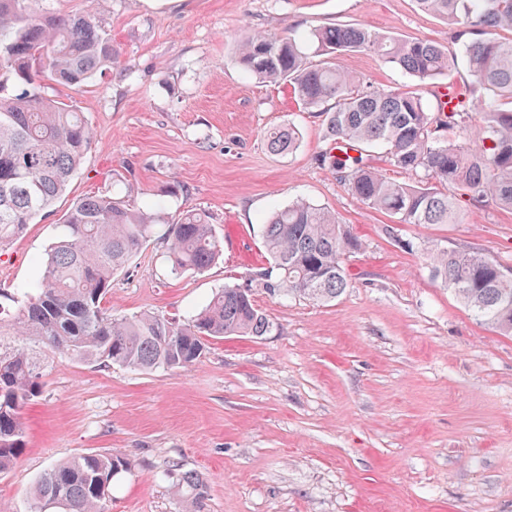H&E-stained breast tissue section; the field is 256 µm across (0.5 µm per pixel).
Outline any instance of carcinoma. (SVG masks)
<instances>
[{"instance_id": "obj_1", "label": "carcinoma", "mask_w": 512, "mask_h": 512, "mask_svg": "<svg viewBox=\"0 0 512 512\" xmlns=\"http://www.w3.org/2000/svg\"><path fill=\"white\" fill-rule=\"evenodd\" d=\"M418 7L448 21L467 36L462 54L477 87L512 101V0H415ZM92 0L78 14H56L38 0H0V92L10 81L24 85L0 96V245L19 237L37 214L62 195L90 149L93 132L83 113L47 98L35 78L81 88L116 63L112 35ZM324 60L312 62L306 49ZM354 52L377 55L418 84L448 74V50L437 42L399 38L361 24L313 29L307 38L287 28L255 33L240 46L234 64L260 82L291 86L305 109L325 116L330 145L318 164L336 174L367 208L399 224H457L456 198L492 200L512 210V108L495 104L482 113L473 143L442 133L465 123L464 102L429 107L418 88L374 90L336 60ZM278 153L296 149L293 125L266 134ZM383 150L390 166L414 177L398 181L375 169L371 152ZM166 203L130 208L107 194L86 195L63 215L59 233L36 260L34 292L14 320L15 336H32L44 348L97 366L141 372L185 368L205 351L206 342L225 336L261 338L274 322L255 304L302 297L335 300L349 286L346 261L361 244L330 211L303 198L262 218L268 266L253 272L248 288L226 285L190 320L150 314L116 318L104 307L113 276L150 238L166 242L169 274L201 273L223 255L208 216L182 211L167 224ZM433 276L446 285L481 322L512 334V272L478 253L449 249L427 252ZM39 365L21 345L0 354V473L23 448L22 411L39 396ZM117 454H85L52 466L35 483L33 505L55 501L56 512H106L112 483L128 470ZM173 491L191 512H204L206 480L183 471Z\"/></svg>"}]
</instances>
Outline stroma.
<instances>
[{
	"label": "stroma",
	"instance_id": "35a3bbf8",
	"mask_svg": "<svg viewBox=\"0 0 512 512\" xmlns=\"http://www.w3.org/2000/svg\"><path fill=\"white\" fill-rule=\"evenodd\" d=\"M351 23L446 47L455 66L421 93L433 103L449 88L466 91L454 136L469 139L492 95L474 89L454 27L415 0H108L116 64L79 89L42 83L84 113L94 137L52 211L0 247L6 314H17L61 216L91 193L138 208L162 196L173 217L203 210L223 243L215 265L177 278L165 243H145L113 278L104 306L117 317L187 320L266 264L257 217L299 198L335 213L362 248L336 300L257 295L273 331L209 341L184 369L90 366L0 336V353L21 342L36 353L43 382L23 409V451L0 473V512H31L41 474L89 452L130 464L108 512H187L171 493L180 470L207 480L205 512H512V335L477 321L426 259L448 248L512 269V210L465 202L459 223L389 234V216L318 165L319 112L231 63L252 33ZM340 63L377 90L411 82L368 52ZM288 123L297 149L270 152L267 131Z\"/></svg>",
	"mask_w": 512,
	"mask_h": 512
}]
</instances>
